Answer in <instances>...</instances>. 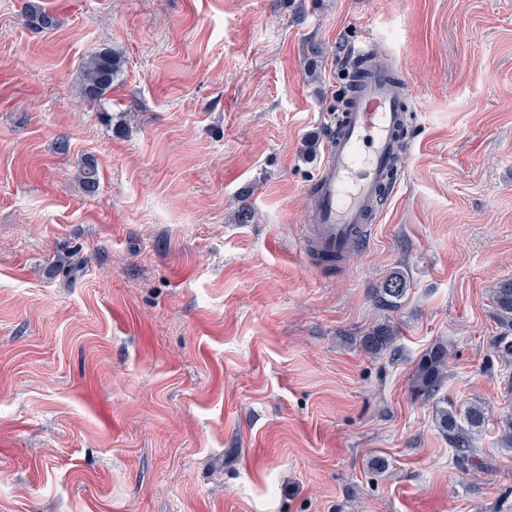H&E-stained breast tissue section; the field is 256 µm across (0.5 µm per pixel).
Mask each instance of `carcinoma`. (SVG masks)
Segmentation results:
<instances>
[{
    "label": "carcinoma",
    "instance_id": "cac0c4a2",
    "mask_svg": "<svg viewBox=\"0 0 512 512\" xmlns=\"http://www.w3.org/2000/svg\"><path fill=\"white\" fill-rule=\"evenodd\" d=\"M27 22L39 30H49L56 26L55 17L39 6L29 4L25 10ZM121 53L104 48L91 54L82 65L81 94L84 101L97 102L112 88V83L123 70ZM79 178L88 193L95 192L98 185V169L95 161L85 159L79 169ZM408 291L407 279L400 272H394L381 285L374 289V302L377 308L393 311L400 307ZM495 318L502 328L494 337L493 348L506 364L512 363V278L498 282L492 290ZM398 330L389 323L374 326L360 339L362 348L377 355L395 344ZM448 344H433L417 361L410 379L413 395L423 400L433 398L442 388L448 374ZM448 400L436 409V425L441 435L455 450L457 466L466 469L475 456V434L485 424L488 413L484 408L472 405L461 413L455 406H446Z\"/></svg>",
    "mask_w": 512,
    "mask_h": 512
}]
</instances>
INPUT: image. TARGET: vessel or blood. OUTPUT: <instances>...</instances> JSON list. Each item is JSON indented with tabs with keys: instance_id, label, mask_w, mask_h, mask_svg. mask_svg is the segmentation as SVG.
<instances>
[{
	"instance_id": "vessel-or-blood-1",
	"label": "vessel or blood",
	"mask_w": 512,
	"mask_h": 512,
	"mask_svg": "<svg viewBox=\"0 0 512 512\" xmlns=\"http://www.w3.org/2000/svg\"><path fill=\"white\" fill-rule=\"evenodd\" d=\"M352 68L339 90V108L314 184L316 207L304 230L312 255L346 256L368 247L380 201L396 193V160L409 138L412 87L370 41L351 47Z\"/></svg>"
}]
</instances>
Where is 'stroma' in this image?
I'll return each instance as SVG.
<instances>
[{
    "label": "stroma",
    "mask_w": 512,
    "mask_h": 512,
    "mask_svg": "<svg viewBox=\"0 0 512 512\" xmlns=\"http://www.w3.org/2000/svg\"><path fill=\"white\" fill-rule=\"evenodd\" d=\"M366 37L411 81L412 147L327 275L304 148ZM102 48L124 66L93 107ZM508 277L512 0H0V512H512ZM437 342L440 397L490 416L478 475L410 390ZM120 52L104 48L91 54L82 65L81 94L85 102L100 101L123 70ZM407 291L408 284L405 276L399 271L394 272L374 289L375 305L381 310L393 311L400 307ZM495 318L503 329L500 336H495L493 348L498 357L505 363H512V278L498 282L492 290ZM398 338V330L389 323L374 326L360 339L362 348L370 354H380L393 347Z\"/></svg>",
    "instance_id": "obj_1"
}]
</instances>
